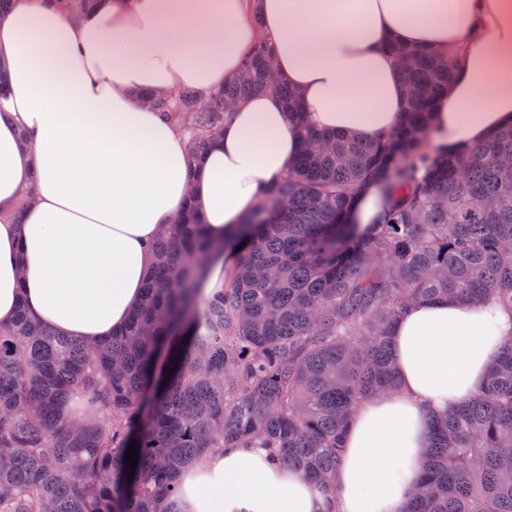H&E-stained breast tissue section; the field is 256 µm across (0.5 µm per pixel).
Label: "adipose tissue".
Segmentation results:
<instances>
[{"mask_svg":"<svg viewBox=\"0 0 512 512\" xmlns=\"http://www.w3.org/2000/svg\"><path fill=\"white\" fill-rule=\"evenodd\" d=\"M263 36L318 131L369 140L398 127L407 99L392 41L455 58L432 114L435 147L465 152L512 125V0H102L78 17L59 0H17L0 16V323L23 308L53 333L104 339L141 303L149 246L186 201L211 239L237 230L297 155L283 101L242 102L194 158L139 93L222 86ZM510 335L512 308L493 299L427 300L402 315L398 390L349 420L336 512H405L429 424L480 392ZM328 505L265 448L215 451L178 493L180 512Z\"/></svg>","mask_w":512,"mask_h":512,"instance_id":"1","label":"adipose tissue"}]
</instances>
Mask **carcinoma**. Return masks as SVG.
Instances as JSON below:
<instances>
[{"label": "carcinoma", "mask_w": 512, "mask_h": 512, "mask_svg": "<svg viewBox=\"0 0 512 512\" xmlns=\"http://www.w3.org/2000/svg\"><path fill=\"white\" fill-rule=\"evenodd\" d=\"M390 50L410 90L396 130L367 141L304 129L288 173L222 243L187 205L122 332L88 346L23 310L0 325V512H177L181 472L224 447L272 448L334 493L352 414L396 388L394 321L425 299L512 305V126L464 153L429 151L453 61ZM272 68L261 41L221 88L141 98L198 155L254 94L301 116ZM366 186L383 209L362 227L349 220ZM226 249L233 273L203 298L198 259ZM407 512H512V339L481 393L430 424Z\"/></svg>", "instance_id": "obj_1"}]
</instances>
